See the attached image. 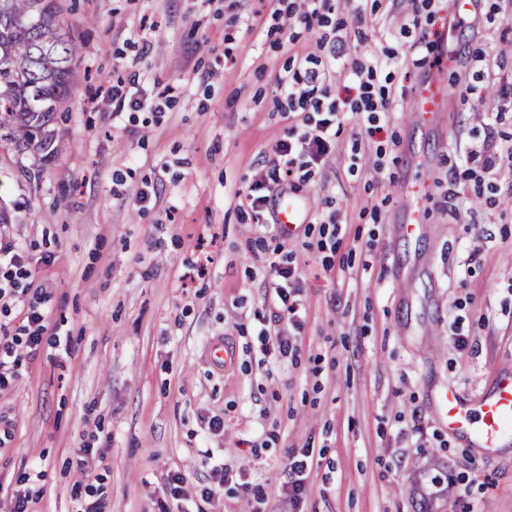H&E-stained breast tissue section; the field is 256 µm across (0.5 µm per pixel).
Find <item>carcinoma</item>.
I'll return each mask as SVG.
<instances>
[{"instance_id":"cac0c4a2","label":"carcinoma","mask_w":512,"mask_h":512,"mask_svg":"<svg viewBox=\"0 0 512 512\" xmlns=\"http://www.w3.org/2000/svg\"><path fill=\"white\" fill-rule=\"evenodd\" d=\"M73 53L53 0H0V140L58 152L49 122L81 81Z\"/></svg>"}]
</instances>
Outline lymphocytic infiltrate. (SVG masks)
I'll return each mask as SVG.
<instances>
[{
    "mask_svg": "<svg viewBox=\"0 0 512 512\" xmlns=\"http://www.w3.org/2000/svg\"><path fill=\"white\" fill-rule=\"evenodd\" d=\"M377 61H357L351 67L353 84L344 99L334 101L329 97L328 67L312 69L304 77H283L279 87L289 104L304 109L305 115L296 127L290 129L287 137L277 148L271 161L268 176L276 186H283L304 169L326 164L331 144L339 129V115L343 112H375L376 106L369 90L377 75ZM272 288L271 300L275 311V322L287 323V330L277 332L260 328L263 341L262 354L296 355L297 338L302 323L297 296L300 292V277L295 266L280 260H272L265 269ZM27 319L33 330L26 340L15 336H0V381L15 374L22 356L20 347L36 350L48 326L44 315L36 307H29Z\"/></svg>",
    "mask_w": 512,
    "mask_h": 512,
    "instance_id": "f902f5d3",
    "label": "lymphocytic infiltrate"
}]
</instances>
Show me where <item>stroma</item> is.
I'll list each match as a JSON object with an SVG mask.
<instances>
[{
	"instance_id": "1",
	"label": "stroma",
	"mask_w": 512,
	"mask_h": 512,
	"mask_svg": "<svg viewBox=\"0 0 512 512\" xmlns=\"http://www.w3.org/2000/svg\"><path fill=\"white\" fill-rule=\"evenodd\" d=\"M54 3L91 80L50 124L54 157L0 141V242L30 272L0 307V335L28 336L32 304L48 322L0 383V512L23 487L32 512L88 498L103 512H176L167 474L218 485L221 463L242 482L220 485L203 512H289L293 448L313 451L302 512H418L447 470L458 481L435 512H512V447H471L440 412L447 391L481 394L512 366V177L478 195L466 177L489 162L486 144L512 141V107L485 100L512 87V0H485L468 27L427 0H342L340 27L289 18L293 0ZM337 40L349 55L332 93L352 59L402 62L377 72L378 132L341 115L328 162L289 190L303 204L284 248L303 329L296 359L265 358L257 318L271 313L263 267L280 193L263 220L239 195L300 122L279 78ZM428 42L455 50L447 71L426 60ZM433 75L446 101L410 124L412 90ZM122 82L170 102L114 111ZM416 155L428 161V222L407 239L399 184ZM214 341L231 363L212 361ZM81 448L103 454L84 467Z\"/></svg>"
}]
</instances>
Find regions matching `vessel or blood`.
<instances>
[{
    "label": "vessel or blood",
    "instance_id": "1",
    "mask_svg": "<svg viewBox=\"0 0 512 512\" xmlns=\"http://www.w3.org/2000/svg\"><path fill=\"white\" fill-rule=\"evenodd\" d=\"M445 98V88L437 81L416 85L409 109L420 121H429L439 112ZM401 195L406 207V221L401 224L402 235H414L424 222L423 202L428 185L420 177L401 183ZM441 412L449 432L468 437L472 446L488 450L512 444V368L501 369L495 389L471 399L455 392L445 394Z\"/></svg>",
    "mask_w": 512,
    "mask_h": 512
}]
</instances>
